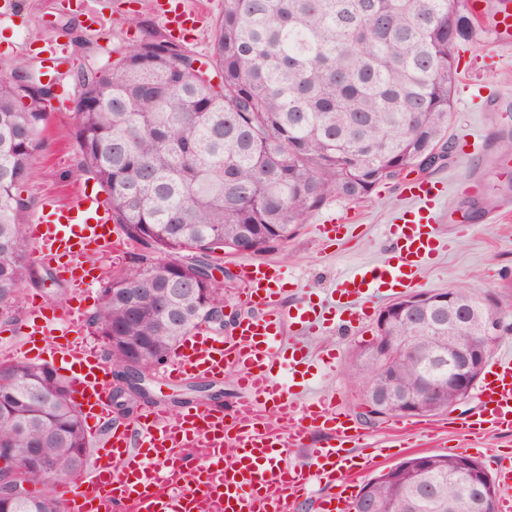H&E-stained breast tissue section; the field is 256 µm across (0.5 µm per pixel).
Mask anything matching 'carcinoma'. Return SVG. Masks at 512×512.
Segmentation results:
<instances>
[{"mask_svg": "<svg viewBox=\"0 0 512 512\" xmlns=\"http://www.w3.org/2000/svg\"><path fill=\"white\" fill-rule=\"evenodd\" d=\"M449 0H224L211 28V68L172 39L147 33L117 57L72 74L79 170L107 194L114 223L140 245L135 266L116 272L90 321L107 337L116 378L138 393L158 366L220 302L205 258L218 247L259 254L280 248L277 230L295 229L329 198L357 201L413 167L420 154L451 152L448 115L457 66L453 45L470 41L476 21L448 16ZM21 59L0 75V314L21 287L53 279L29 257L23 218L34 208L29 182L48 113L51 84L16 80ZM434 316L438 336L396 353L393 381L436 387L426 413L448 410V344L458 310H484L453 291ZM134 337L145 356L112 342ZM363 390L374 376L353 347L347 373ZM49 465L35 479L54 484L88 460L83 417L70 381L48 363H0V478L14 471L12 449ZM433 473L430 494L377 481L362 486L380 512H468L469 486L453 475L460 455ZM0 512H60L49 494L24 501L0 488Z\"/></svg>", "mask_w": 512, "mask_h": 512, "instance_id": "carcinoma-1", "label": "carcinoma"}]
</instances>
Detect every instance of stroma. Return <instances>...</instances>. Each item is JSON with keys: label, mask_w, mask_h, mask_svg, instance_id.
<instances>
[{"label": "stroma", "mask_w": 512, "mask_h": 512, "mask_svg": "<svg viewBox=\"0 0 512 512\" xmlns=\"http://www.w3.org/2000/svg\"><path fill=\"white\" fill-rule=\"evenodd\" d=\"M145 29L159 35L165 32L153 15L149 0H83L82 4L66 10L62 9L61 0H21L19 12L9 20L0 21V71L18 58L20 44L49 37L67 42L66 75L55 84V97L60 100L73 91L70 72L89 60L87 52L77 46V38L86 39L103 57L110 51L128 47ZM456 63L458 75L448 133L453 136L464 128L475 130L479 134V146L470 159L463 160L453 154L447 167L425 174L426 179L443 180L451 185L458 175L467 173L473 184L451 194L454 218L441 220L438 226L448 248L424 271L421 287L434 291L465 289L491 297L504 321L512 324V196L499 193L498 187L506 178L495 164L499 155L496 136L502 131H512V108L503 112L481 109L484 100L504 91L512 92V47L499 46L486 28L476 31L472 41L464 44ZM78 162L73 112L50 113L29 184L36 202L66 201L77 187L100 192L96 179L79 172ZM402 185L399 179L382 182L359 201L330 198L311 212L282 248L268 252V259L287 268L296 281L295 287L285 295L286 303H294L304 296H321L347 267L384 253L386 226L402 206ZM328 219L350 225L354 232L353 240L336 253L325 251L315 233L316 224ZM138 250V245L133 244L124 255L94 256L96 277L79 289L58 280L41 287H24L10 313L0 316V361L11 359L15 352L17 334L28 317L32 301L65 306L76 295L87 311H95L107 279L131 267L132 255ZM378 314V309H370L361 332L343 335L330 328L308 340L313 354L335 358L332 375L317 380L316 388L334 394L339 409L353 415L360 412V400L346 377L351 348L355 342L374 336ZM151 389L149 405L171 410L214 400L226 407L238 395L229 375L207 381L202 392L191 391L188 382L172 384L158 375ZM479 407L478 395H470L465 402L435 415L439 425L437 437L410 434L404 448L396 447L397 436L390 432L389 421L362 424L370 448L387 451L386 456L375 459L366 472L367 477L423 452L464 454L478 461L486 471H494L499 456L512 454V433L490 432L480 438L471 435L464 423Z\"/></svg>", "instance_id": "1"}]
</instances>
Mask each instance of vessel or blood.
Masks as SVG:
<instances>
[{
  "label": "vessel or blood",
  "mask_w": 512,
  "mask_h": 512,
  "mask_svg": "<svg viewBox=\"0 0 512 512\" xmlns=\"http://www.w3.org/2000/svg\"><path fill=\"white\" fill-rule=\"evenodd\" d=\"M152 6L178 35L200 22L187 0H153ZM494 30L498 44H512V0H498ZM447 197L445 182L407 179L389 249L355 264L324 298L304 297L289 309L282 306L289 279L281 265L239 261L236 276L248 310L232 336L193 333L163 370L166 380L180 382L220 378L234 368L232 407L149 408L134 422L113 423L97 438L89 474L56 487L63 512H299L308 502L315 512H352L356 477L372 461L349 450L361 437L352 415L314 392L310 373L321 363L307 339L337 324L356 330L376 303L420 286L423 270L447 248L437 232ZM31 236L38 260L66 281L97 251L128 247L105 201L83 192L65 205L44 203ZM83 319V310L71 305L58 314L35 305L21 331V350L61 356L75 404L97 425L110 406V379L99 355L73 339ZM478 397L481 408L468 429L511 433L512 353L496 359ZM316 433L321 440L311 447L310 463H289V450L310 447ZM316 483L332 486L333 494L312 497Z\"/></svg>",
  "instance_id": "b4317fda"
}]
</instances>
